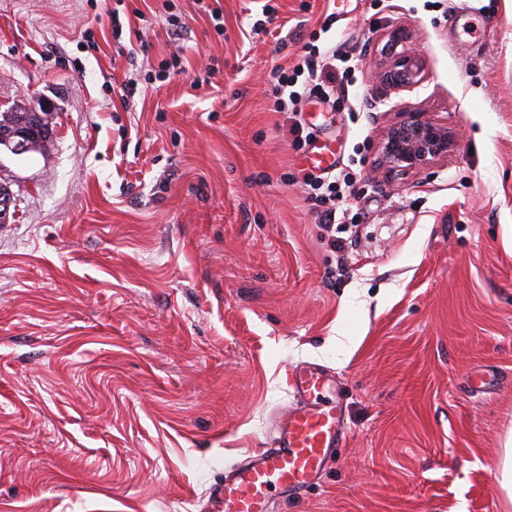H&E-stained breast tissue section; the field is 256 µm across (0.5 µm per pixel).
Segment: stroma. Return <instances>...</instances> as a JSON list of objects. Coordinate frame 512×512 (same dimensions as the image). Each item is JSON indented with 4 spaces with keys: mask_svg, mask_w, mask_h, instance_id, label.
Here are the masks:
<instances>
[{
    "mask_svg": "<svg viewBox=\"0 0 512 512\" xmlns=\"http://www.w3.org/2000/svg\"><path fill=\"white\" fill-rule=\"evenodd\" d=\"M273 5L258 34L262 0H220V32L197 0H125L136 41L102 0H0V108L39 98L57 122L47 153L0 151V512H209L305 362L334 372L348 439L274 512H512V0H358L327 32L332 0ZM395 29L417 88L373 77ZM308 42L359 60L348 100L301 108L337 168L360 162L339 249L263 81ZM404 112L455 142L393 176ZM497 482L512 502V431L504 443L503 457L497 468Z\"/></svg>",
    "mask_w": 512,
    "mask_h": 512,
    "instance_id": "35a3bbf8",
    "label": "stroma"
}]
</instances>
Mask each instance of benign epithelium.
I'll return each instance as SVG.
<instances>
[{
    "instance_id": "7a95c632",
    "label": "benign epithelium",
    "mask_w": 512,
    "mask_h": 512,
    "mask_svg": "<svg viewBox=\"0 0 512 512\" xmlns=\"http://www.w3.org/2000/svg\"><path fill=\"white\" fill-rule=\"evenodd\" d=\"M404 38L401 32L388 35L386 62L378 72V81L393 87H414L419 82L420 63L406 49L398 50ZM452 135L448 127L421 112H408L390 125L381 143V166L389 171L417 173L438 159L448 156Z\"/></svg>"
}]
</instances>
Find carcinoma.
<instances>
[{
    "mask_svg": "<svg viewBox=\"0 0 512 512\" xmlns=\"http://www.w3.org/2000/svg\"><path fill=\"white\" fill-rule=\"evenodd\" d=\"M18 131L27 132V152L44 153L55 136L54 113L42 104L16 103L0 112V148L11 149Z\"/></svg>",
    "mask_w": 512,
    "mask_h": 512,
    "instance_id": "1",
    "label": "carcinoma"
}]
</instances>
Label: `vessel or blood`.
<instances>
[{"label":"vessel or blood","instance_id":"1","mask_svg":"<svg viewBox=\"0 0 512 512\" xmlns=\"http://www.w3.org/2000/svg\"><path fill=\"white\" fill-rule=\"evenodd\" d=\"M289 387L293 401L278 415L269 445L225 469L212 498L213 512H271L275 497L315 484L337 449L345 447L343 404L331 371L299 364Z\"/></svg>","mask_w":512,"mask_h":512}]
</instances>
